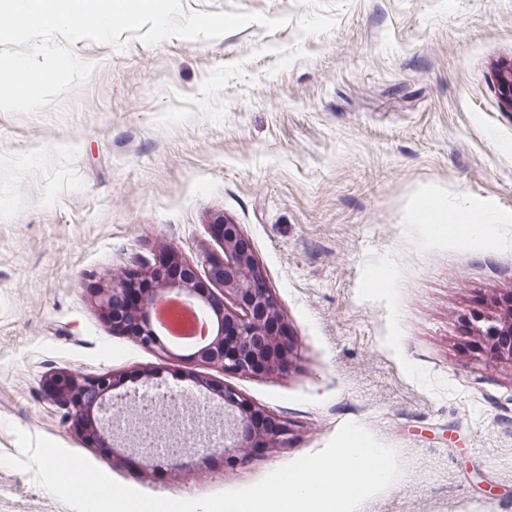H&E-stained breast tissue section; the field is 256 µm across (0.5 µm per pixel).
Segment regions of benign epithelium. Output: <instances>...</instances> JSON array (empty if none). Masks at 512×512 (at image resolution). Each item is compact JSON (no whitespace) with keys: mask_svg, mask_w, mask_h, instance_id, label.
I'll return each mask as SVG.
<instances>
[{"mask_svg":"<svg viewBox=\"0 0 512 512\" xmlns=\"http://www.w3.org/2000/svg\"><path fill=\"white\" fill-rule=\"evenodd\" d=\"M497 82L504 91L503 102L512 108V63L499 68ZM213 235L222 243L224 257H205L207 278L178 254L166 251L140 270L94 285L93 296L107 323L116 333L128 334L142 345L167 352L159 340L149 306L167 292H177L203 302L217 316L218 328L211 342L192 353V358L225 372L257 375L280 371L295 349L291 328L277 297L266 283L263 270L239 225L225 220L212 225ZM221 287L215 292L214 287ZM495 316L474 313L468 319L470 333L479 339L480 350L492 361L512 362V292L492 298ZM47 398L69 409L78 423L83 414L81 396L96 401L112 388V376L103 373L82 377L60 373L48 380ZM224 409L231 412L225 436L224 461L245 462L251 448L288 447L287 423L274 419L234 390L224 388ZM189 448L178 440L169 441L163 461L179 466Z\"/></svg>","mask_w":512,"mask_h":512,"instance_id":"1","label":"benign epithelium"}]
</instances>
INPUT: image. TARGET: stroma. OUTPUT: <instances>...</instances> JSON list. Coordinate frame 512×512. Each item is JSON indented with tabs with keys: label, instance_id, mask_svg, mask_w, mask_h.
Here are the masks:
<instances>
[{
	"label": "stroma",
	"instance_id": "obj_1",
	"mask_svg": "<svg viewBox=\"0 0 512 512\" xmlns=\"http://www.w3.org/2000/svg\"><path fill=\"white\" fill-rule=\"evenodd\" d=\"M259 13L213 40L77 41L92 65L36 113L0 111V453L48 437L140 492L252 486L357 423L400 474L358 512H512V363H489L470 313L512 291V0H182ZM494 217L451 240L411 220L432 193ZM249 239L297 346L268 375L222 372L113 332L90 293L172 251ZM111 373L78 436L44 398L55 373ZM163 386L236 389L293 429L288 447L145 463L104 407ZM0 512H71L0 466Z\"/></svg>",
	"mask_w": 512,
	"mask_h": 512
}]
</instances>
